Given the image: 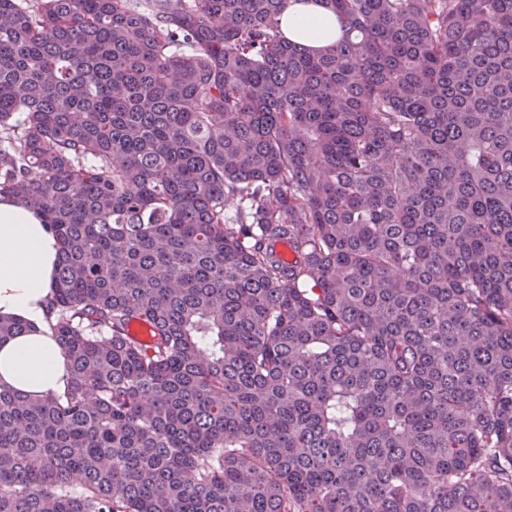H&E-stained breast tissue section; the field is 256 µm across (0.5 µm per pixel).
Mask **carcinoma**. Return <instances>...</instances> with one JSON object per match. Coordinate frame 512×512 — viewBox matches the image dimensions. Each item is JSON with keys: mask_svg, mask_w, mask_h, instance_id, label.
Returning <instances> with one entry per match:
<instances>
[{"mask_svg": "<svg viewBox=\"0 0 512 512\" xmlns=\"http://www.w3.org/2000/svg\"><path fill=\"white\" fill-rule=\"evenodd\" d=\"M320 2L0 0L68 381L0 512H512V0ZM281 27L292 42L312 49H321L342 34L336 16L314 1L290 0Z\"/></svg>", "mask_w": 512, "mask_h": 512, "instance_id": "cac0c4a2", "label": "carcinoma"}]
</instances>
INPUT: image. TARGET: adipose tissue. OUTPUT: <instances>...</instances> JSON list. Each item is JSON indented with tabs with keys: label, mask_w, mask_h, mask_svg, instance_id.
I'll return each mask as SVG.
<instances>
[{
	"label": "adipose tissue",
	"mask_w": 512,
	"mask_h": 512,
	"mask_svg": "<svg viewBox=\"0 0 512 512\" xmlns=\"http://www.w3.org/2000/svg\"><path fill=\"white\" fill-rule=\"evenodd\" d=\"M292 42L320 49L342 34L320 0H291L281 20ZM58 240L32 211L0 202V314L30 324L0 344V382L25 395L64 394V358L46 329Z\"/></svg>",
	"instance_id": "1"
}]
</instances>
